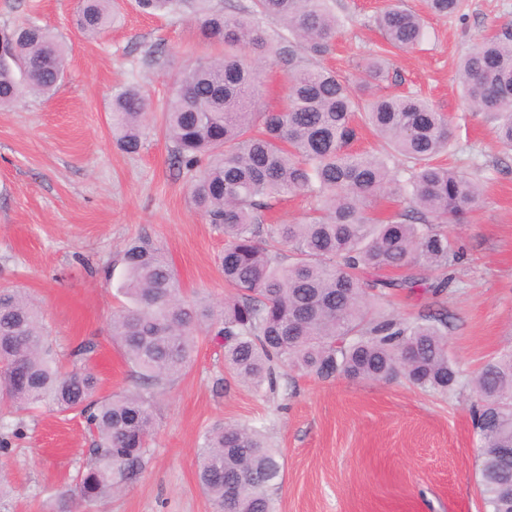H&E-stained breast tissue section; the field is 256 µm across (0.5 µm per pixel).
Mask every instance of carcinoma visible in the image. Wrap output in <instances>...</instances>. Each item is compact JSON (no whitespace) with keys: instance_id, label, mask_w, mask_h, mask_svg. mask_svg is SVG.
Segmentation results:
<instances>
[{"instance_id":"obj_1","label":"carcinoma","mask_w":512,"mask_h":512,"mask_svg":"<svg viewBox=\"0 0 512 512\" xmlns=\"http://www.w3.org/2000/svg\"><path fill=\"white\" fill-rule=\"evenodd\" d=\"M331 0H249L233 15L214 0H134L146 15L187 13L203 41L223 52L186 66L162 114L174 163L190 179V201L224 234L218 267L233 293L221 303L184 296L173 265L147 236L126 246L119 288L126 303L113 313L110 335L132 368L133 387L97 397L86 366L94 339L72 351L62 372L42 313L24 289L0 288V396L21 410L44 403L80 411L92 437L84 470L55 495L53 512H82L136 483L146 466L157 397L192 361L198 333L221 340L224 368L261 393L274 392L278 369L321 379L397 380L440 394L457 384L448 356L446 316L409 321L386 312L393 290L443 293L448 280L427 283L461 254L446 223L460 222L480 197L465 171L434 163L452 138L448 116L413 94L388 96L355 87L321 64L341 20ZM438 15L460 12L462 0H427ZM272 19L287 34L271 40ZM115 22L112 0H81L78 33L94 39ZM377 23L386 43L405 51L424 37L419 15L399 4ZM288 65L277 109L256 103L261 60ZM388 59L366 62L373 79ZM65 46L31 22L0 36V107L27 91L50 99L66 73ZM459 84L475 112L491 115L496 140L512 148V29L464 54ZM152 104L130 84L112 94V137L127 154L143 147ZM384 152L355 151L360 124ZM409 164L402 182L390 161ZM304 195L317 206L291 224H269L273 202ZM408 208L384 219L385 197ZM481 452L477 487L488 512H512V351L489 360L472 378ZM284 477L279 449L255 427L212 425L198 449V483L213 512H277Z\"/></svg>"}]
</instances>
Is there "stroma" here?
<instances>
[{
    "label": "stroma",
    "mask_w": 512,
    "mask_h": 512,
    "mask_svg": "<svg viewBox=\"0 0 512 512\" xmlns=\"http://www.w3.org/2000/svg\"><path fill=\"white\" fill-rule=\"evenodd\" d=\"M391 0H334L341 18L323 59L349 83L383 48L378 15ZM423 15L422 44L389 57L382 94L416 93L448 115L454 136L442 163L482 186L466 221L448 232L463 251L448 288L390 297L388 312L448 318V354L461 373L441 396L398 381L322 380L289 372L276 393L227 378L224 351L199 335L186 373L155 405L151 456L138 482L89 512H213L197 479L196 449L215 422L257 427L280 448L284 480L278 512H485L475 473L480 449L470 379L512 346V149L484 113L461 98L457 63L482 36L512 25V0H463L460 14H429L424 0H402ZM80 0H0V34L27 22L49 27L70 47L52 99L20 96L0 109V288L27 289L42 306L61 364L95 338L89 367L98 394L128 388L130 368L109 325L122 297L120 257L143 235L171 259L188 298L227 295L218 257L224 236L188 201L189 182L170 158L161 112L178 72L211 55L186 14L153 17L117 0L118 23L95 39L79 36ZM139 83L153 106L138 154L112 142L115 88ZM0 456L10 492L0 512H50L53 495L86 461L91 437L82 416L42 406L31 413L0 403Z\"/></svg>",
    "instance_id": "35a3bbf8"
}]
</instances>
